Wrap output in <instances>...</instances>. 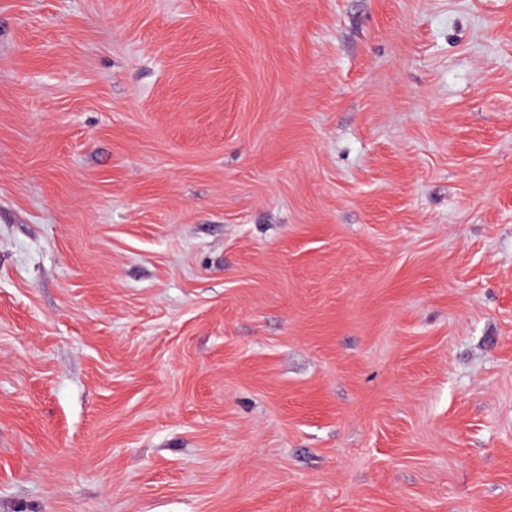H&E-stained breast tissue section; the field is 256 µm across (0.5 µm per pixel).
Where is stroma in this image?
Masks as SVG:
<instances>
[{
	"mask_svg": "<svg viewBox=\"0 0 512 512\" xmlns=\"http://www.w3.org/2000/svg\"><path fill=\"white\" fill-rule=\"evenodd\" d=\"M0 512H512V0H0Z\"/></svg>",
	"mask_w": 512,
	"mask_h": 512,
	"instance_id": "stroma-1",
	"label": "stroma"
}]
</instances>
